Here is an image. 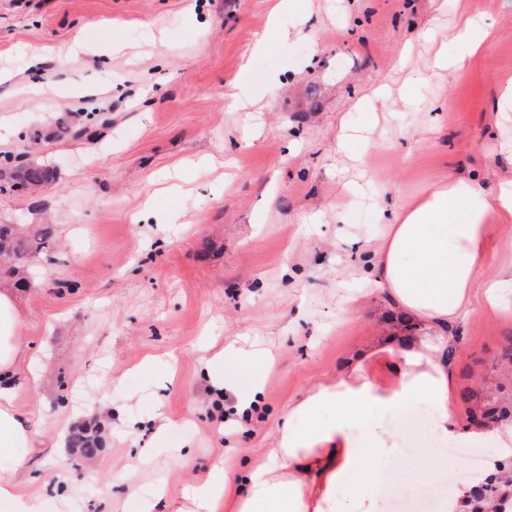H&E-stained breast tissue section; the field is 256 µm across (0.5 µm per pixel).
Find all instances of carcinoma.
<instances>
[{
    "label": "carcinoma",
    "instance_id": "obj_1",
    "mask_svg": "<svg viewBox=\"0 0 512 512\" xmlns=\"http://www.w3.org/2000/svg\"><path fill=\"white\" fill-rule=\"evenodd\" d=\"M90 134L87 126H72L61 123L53 130H35L31 134L34 142L50 138L79 140ZM55 179V170L26 159V153L0 165V190L9 187L37 189ZM55 245V228L42 224L30 232L18 224H0V283L24 290L28 287L26 277L32 258L47 254ZM501 394L487 397L486 402L469 412L468 418L480 417L482 421H501L512 412V381L509 386H500ZM72 444L83 450L88 457L95 456L103 447V438L97 427H82L72 436ZM500 473L484 476L471 487L468 498L462 501L467 512H505L504 504H512V453L501 454L498 463Z\"/></svg>",
    "mask_w": 512,
    "mask_h": 512
}]
</instances>
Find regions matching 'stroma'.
I'll return each instance as SVG.
<instances>
[{"instance_id":"1","label":"stroma","mask_w":512,"mask_h":512,"mask_svg":"<svg viewBox=\"0 0 512 512\" xmlns=\"http://www.w3.org/2000/svg\"><path fill=\"white\" fill-rule=\"evenodd\" d=\"M277 2L0 0V160L24 151L56 171L41 191L0 192V224L56 228L53 259L33 261L18 296L37 365L20 366L16 405L37 427L14 454L44 512H138L160 486L157 512H189L186 488L212 463L244 474L290 402L358 350L418 332L367 278L375 199L415 202L455 176L491 192L512 180V109L496 106L512 81V9ZM464 14L491 43L453 72H426L437 52L460 55L447 35ZM240 81L255 111L225 99ZM62 118L108 127L29 145ZM344 130L367 149L343 150ZM490 224L492 276L512 265V217ZM511 336L512 311L474 293L450 353L460 417L499 382ZM231 344L271 353L245 416L248 380L225 366L219 393L202 370ZM88 415L105 438L90 459L64 441ZM477 455L426 437L363 479L385 512H407L434 484L472 483ZM445 457L459 467L432 472Z\"/></svg>"}]
</instances>
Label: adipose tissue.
<instances>
[{
    "label": "adipose tissue",
    "instance_id": "ef3b65f1",
    "mask_svg": "<svg viewBox=\"0 0 512 512\" xmlns=\"http://www.w3.org/2000/svg\"><path fill=\"white\" fill-rule=\"evenodd\" d=\"M381 211L389 220L380 234L374 283L394 308L419 319L420 334L390 337L334 380L289 404L273 447L244 476L215 462L190 490L195 512H384L372 485L352 484L368 461L401 454V439L392 427L366 420L370 406L392 414L425 400L435 442L512 446V425L492 422L477 428L456 415L448 363L452 330L468 312L475 288H482L487 304L496 309L512 293V268L497 278L485 275L487 218L512 215V182L490 193L476 179L452 178L436 183L415 205H385ZM20 323L15 292L0 291V507L43 512L41 499L16 491L20 462L13 451L28 444L31 433L29 420L16 407V370L29 358ZM225 361L252 384L241 402L242 410H249L264 360L257 353L232 352L222 360L209 359L205 371L214 386L222 384L218 370ZM326 411L334 412V421H322Z\"/></svg>",
    "mask_w": 512,
    "mask_h": 512
}]
</instances>
